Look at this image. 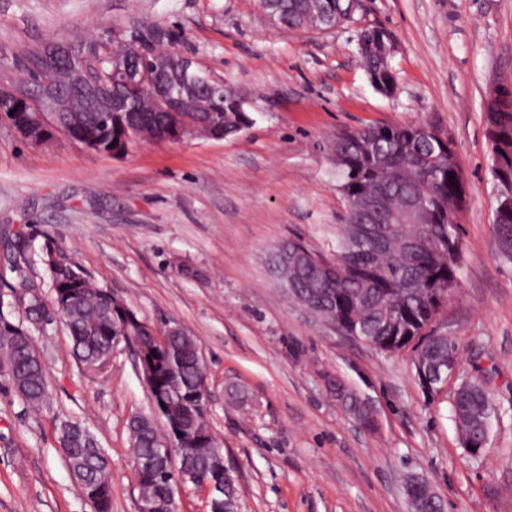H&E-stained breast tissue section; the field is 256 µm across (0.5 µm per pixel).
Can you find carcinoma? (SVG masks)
<instances>
[{
    "instance_id": "carcinoma-1",
    "label": "carcinoma",
    "mask_w": 512,
    "mask_h": 512,
    "mask_svg": "<svg viewBox=\"0 0 512 512\" xmlns=\"http://www.w3.org/2000/svg\"><path fill=\"white\" fill-rule=\"evenodd\" d=\"M354 0H323L324 12L317 15L310 0H266L263 10L288 30H323L341 26L353 19ZM138 44L154 47L169 39V33L155 26L136 30ZM390 36L383 28H364L357 41L366 44L358 50L371 86L382 95L396 87L391 60L384 59L378 41ZM118 60L140 68L167 62L166 54L138 56L127 42L110 43L109 54L100 62L101 74L109 79ZM11 64L24 72L34 88L47 78L57 86L70 87V70L81 65L77 58L64 54L60 66L38 68L35 48L12 55ZM168 84L175 93L197 98L210 97L212 111L188 112L186 116L203 126L224 127V136H235L252 123L239 109L229 89L211 92L212 80L204 71L184 72L170 68ZM488 137L491 141V173L494 181L512 175V111H503L499 102L489 99L485 108ZM74 120L62 112L58 121L73 138L91 132L104 146L135 133L162 139L175 117L168 112H117L103 123L96 112H81ZM336 179L345 192L349 209L344 223L336 227V247L328 256L305 244L287 240L268 253L267 265L281 255L295 253L299 259L288 271V289L302 300L319 321L334 323L340 316L356 327V341L383 353L396 336L416 341L413 365L423 388L438 394L444 380L436 368L448 362L455 345L446 336L427 331L440 314L429 293L431 288L456 291L462 255L448 253V243L460 241L458 216L466 204V183L456 163L453 142L438 129L423 132L414 124L365 126L343 131L332 140ZM411 203H422L431 212L429 224H411L403 217ZM499 255L512 261V217H493ZM313 253L329 264L319 273L306 260ZM49 281L63 297L66 331L72 353L82 368L95 367L96 357L110 354L115 344H128L153 358V392L157 395L159 417L135 414L127 424L132 452L153 462L155 473L138 479L139 498L167 512L170 489L184 479L193 485L198 477L208 476L214 458L208 444L215 441L198 391L208 378V368L196 336L182 327L156 344L155 326L140 318L128 305L113 306L116 297L106 288L93 284L90 276L78 280L65 277V267L44 265ZM42 306L32 299L22 313L23 327L12 323L0 307V348L10 349L5 375L16 395L29 407L42 406L49 397L45 365L29 348L28 337L39 331ZM331 394L343 409L363 426L371 422L368 407L355 393L337 384ZM452 407L474 448L489 440L492 419L497 410L485 382L478 377L460 382L453 394ZM173 426L184 434V441L172 451L165 450L164 429ZM58 444L72 479L83 493L105 478L112 482L111 461L105 448L83 423L71 415L57 420ZM179 457L173 467L171 456ZM212 498L224 501V512H237V483L234 472L212 487Z\"/></svg>"
}]
</instances>
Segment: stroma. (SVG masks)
<instances>
[{"label": "stroma", "instance_id": "obj_1", "mask_svg": "<svg viewBox=\"0 0 512 512\" xmlns=\"http://www.w3.org/2000/svg\"><path fill=\"white\" fill-rule=\"evenodd\" d=\"M147 21L167 47L241 96L253 123L221 140L146 144L122 156L58 137L31 146L0 121V238L31 236L25 271L46 278L45 236L138 315L178 322L208 365V422L239 474L240 512H409L418 476L444 512H512V263L498 258L496 186L484 105L512 84V0H360L350 23L281 31L260 0H0V48L108 35ZM383 27L398 51L397 89L368 82L356 34ZM423 123L449 137L467 185L460 286L432 330L456 345L438 395L411 353H377L314 322L265 262L298 238L336 243L345 202L324 149L337 131ZM35 342L48 401L27 409L0 379V512H93L72 482L59 416L85 420L112 465V512H137L128 418L154 408L129 350L82 373L64 326ZM484 375L497 408L484 453L463 448L452 409L461 379ZM335 378L377 425L349 418Z\"/></svg>", "mask_w": 512, "mask_h": 512}]
</instances>
